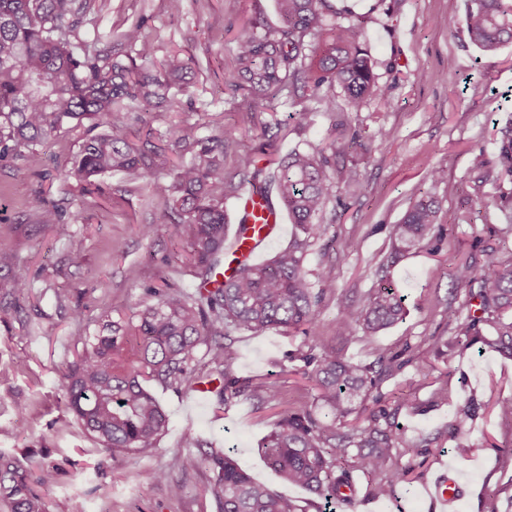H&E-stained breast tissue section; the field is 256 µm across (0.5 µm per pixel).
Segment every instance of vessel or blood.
I'll return each mask as SVG.
<instances>
[{
  "instance_id": "vessel-or-blood-1",
  "label": "vessel or blood",
  "mask_w": 512,
  "mask_h": 512,
  "mask_svg": "<svg viewBox=\"0 0 512 512\" xmlns=\"http://www.w3.org/2000/svg\"><path fill=\"white\" fill-rule=\"evenodd\" d=\"M237 211L242 228L235 231L228 256L247 263L254 260L261 247L279 236L284 215L273 201L265 199L252 187L239 195Z\"/></svg>"
}]
</instances>
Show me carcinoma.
Here are the masks:
<instances>
[{"mask_svg":"<svg viewBox=\"0 0 512 512\" xmlns=\"http://www.w3.org/2000/svg\"><path fill=\"white\" fill-rule=\"evenodd\" d=\"M276 4L280 24L255 19L238 38L234 87L269 104L285 93L313 101L316 106L304 105L295 113L297 123L304 126L314 113L325 112L345 133L348 119L336 111L338 94L354 110L383 95L363 31L352 22L327 23V15H339L331 0ZM94 8L95 0H0V161L23 159L62 130L83 131L75 161L60 172V181L93 186L117 172L129 183L145 184L170 206L193 274L201 279L202 288L194 293L168 285L150 289L151 299L135 312L134 323L109 321L93 336L72 337L79 351L65 374L68 411L90 439L115 454L157 447L169 418L145 383L195 389L199 377L192 364L201 354L221 384L219 401L227 404L245 390L231 373L236 352L227 340L233 332L260 335L277 328L309 335L318 326L322 300L333 294L336 333L343 340L357 330L374 336L402 321L405 298L387 278L388 267L424 248L435 252L446 225L438 223L437 200L421 195L394 226L388 256L371 258L380 284L354 300L336 293L335 280L312 278L305 267L310 247L328 231L320 219L334 177L348 185L362 183L357 167L339 166L345 147L333 142L318 150L296 148L269 177L256 157L245 156L240 170L250 185L265 191L267 179L276 182L294 234L271 261L242 263L221 286L206 288L224 263V204L235 190L224 178V154L237 139L230 130L198 138L190 129L175 138L158 132L134 145L133 132L119 114L148 111L163 102L175 105L172 77L188 62L174 51L161 70H153L154 49L140 22L127 27L108 50L96 49L79 38ZM465 29L481 52H497L512 42V0H467ZM112 114L108 130L93 133L101 118ZM164 139L171 149L192 154L188 164L167 177L158 171L165 148L157 142ZM29 288L20 270L5 293L20 298ZM460 291L465 292V314L454 307ZM444 314L455 325V336L449 341L435 337L432 359L408 344L398 352L382 351L368 364L354 363L334 347L309 344L291 356L303 363L314 394L284 411L260 448L284 480L324 500L322 512L352 505V494L345 490H353L356 474L369 479L370 498L395 497L399 485L410 482L409 470L397 467L396 457L417 456L438 442L436 436L407 437L400 417L410 401L389 400L383 392L386 382L408 366L430 376L436 360L477 344L512 359V259H490L479 270L465 261L457 264ZM131 330L139 342L133 357L125 359L122 351ZM431 404H455L447 383L434 390ZM484 407L475 396L458 407L452 431L472 425ZM210 467L217 469L222 512H303L293 500L255 481L231 450L178 456L173 462L175 469ZM147 479L167 485L174 496L182 494L169 471H151ZM54 480V468L41 465L34 477L28 460L0 452V512H48L36 486Z\"/></svg>","mask_w":512,"mask_h":512,"instance_id":"1","label":"carcinoma"}]
</instances>
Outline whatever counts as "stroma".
I'll return each instance as SVG.
<instances>
[{"label": "stroma", "mask_w": 512, "mask_h": 512, "mask_svg": "<svg viewBox=\"0 0 512 512\" xmlns=\"http://www.w3.org/2000/svg\"><path fill=\"white\" fill-rule=\"evenodd\" d=\"M332 3L361 25L378 81L389 92L357 110L344 97L336 99L351 129L369 140L367 150H351L346 158L362 172L363 186L353 191L335 181V199L323 214L329 241L310 249L306 267L335 279L338 292L362 297L377 281L370 257L388 253L392 225L420 193L432 194L450 230L437 253H417L393 267L405 297V319L379 335L359 332L341 343L334 327L336 298L329 295L311 338L278 330L233 334L234 376L251 387L277 384L282 403L261 404L245 393L222 406L216 394L153 382L149 389L169 417L167 432L157 447L111 455L97 448L67 410L63 375L77 357L71 339L94 333L101 317L131 318L146 299V286L160 280L195 289L178 227L162 198L121 174L102 177L92 194L74 180L62 185L58 171L77 154L78 133L60 135L35 154L0 166V221L11 226L14 242L11 258L0 261V284L19 269L32 284L25 297L4 299L12 313L0 321V450L56 467L54 483L42 491L49 512H72L77 502L84 512H221L216 470L171 467L174 457L184 454L188 433L201 451L234 449L240 463L272 492L318 512L311 495L268 468L259 448L283 404L311 395L310 382L289 353L307 339L341 345L347 359L363 364L378 351H397L407 343L420 355H432L434 337L453 334L442 310L455 264L463 258L478 266L492 257L512 259V233L501 211L512 178L501 176L498 160L504 134L512 130V45L485 54L471 44L464 25L466 0ZM255 17L278 22L275 0H181L176 11L169 0H96L79 35L103 50L107 44L100 34H116L141 21L156 59L172 51L188 59L178 108H154L141 119L162 131L191 126L203 136L235 127L238 144L224 157V176L236 182L241 156L262 158L273 169L294 147L320 149L337 139L326 113L304 127L294 118L292 100L281 99L272 109L246 91L231 93L235 41ZM273 118L279 126L271 138L263 126ZM380 126L391 129L389 141L372 139ZM433 167L446 170V182H432ZM465 205L472 222L455 223ZM146 224L153 227L147 236L141 233ZM75 251L81 256L76 264L71 261ZM441 369L448 374L449 391L459 397L474 391L512 398V359L492 350L455 352ZM397 381L419 407L403 419L408 436L416 439L438 428L444 435L423 455L398 458V465L410 470L411 482L396 499H366V482L358 480L354 512H440L425 485L447 467L464 487L453 512H512V457L500 452L512 443V423L487 415L468 431L450 433L452 409L429 403L435 388L431 378L408 367ZM484 437L492 448L476 457L458 453L460 443ZM167 468L183 487L180 497L145 478Z\"/></svg>", "instance_id": "obj_1"}]
</instances>
